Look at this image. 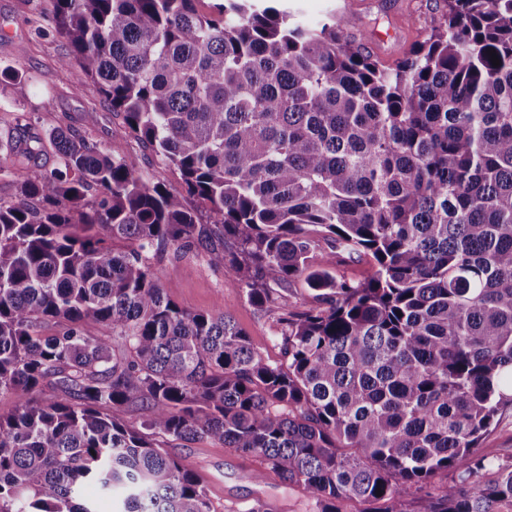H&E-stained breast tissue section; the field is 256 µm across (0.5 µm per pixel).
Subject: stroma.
<instances>
[{"label":"stroma","mask_w":512,"mask_h":512,"mask_svg":"<svg viewBox=\"0 0 512 512\" xmlns=\"http://www.w3.org/2000/svg\"><path fill=\"white\" fill-rule=\"evenodd\" d=\"M303 24L318 26L331 11L348 19H375L367 41L384 61L402 55L419 38L425 20L437 14L436 0H285ZM51 0H0V65L19 71V82L0 89V145L16 133L21 114L31 115L38 132L73 126L86 139L112 147L138 170L150 171L168 186L180 185L178 175L145 145L125 136L120 117L107 108L95 92L78 89L61 58L67 52L63 39L46 29ZM155 270L168 296L191 312L223 311L233 316L255 349L274 363L284 360L282 349L271 340V322L245 300L236 278L210 265L206 254L167 258ZM173 452L205 481L213 512H246L263 502L271 512H309V498L297 485L284 486L275 475L264 482L248 480L257 461L234 449L208 440L175 446ZM481 455L497 463L512 458V408L497 416L479 443Z\"/></svg>","instance_id":"35a3bbf8"}]
</instances>
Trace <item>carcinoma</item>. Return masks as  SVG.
I'll list each match as a JSON object with an SVG mask.
<instances>
[{
    "label": "carcinoma",
    "mask_w": 512,
    "mask_h": 512,
    "mask_svg": "<svg viewBox=\"0 0 512 512\" xmlns=\"http://www.w3.org/2000/svg\"><path fill=\"white\" fill-rule=\"evenodd\" d=\"M201 2L52 0L77 87L185 191L71 126L48 134L52 167L31 123L0 160L22 170L0 202V393L17 397L0 512H95L87 482L124 488L123 512H213L158 436L253 456L248 479L302 486L312 512L417 494L424 512H512V460L478 452L512 405V0H443L390 63L334 13L310 28L281 0ZM201 250L285 361L168 297L153 262ZM354 255L373 275L336 279ZM50 321L67 326L41 335Z\"/></svg>",
    "instance_id": "carcinoma-1"
}]
</instances>
